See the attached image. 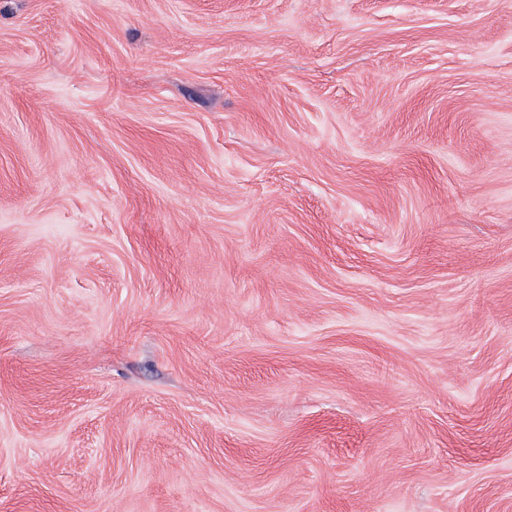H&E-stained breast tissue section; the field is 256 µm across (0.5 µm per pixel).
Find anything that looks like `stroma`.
Here are the masks:
<instances>
[{"instance_id":"35a3bbf8","label":"stroma","mask_w":512,"mask_h":512,"mask_svg":"<svg viewBox=\"0 0 512 512\" xmlns=\"http://www.w3.org/2000/svg\"><path fill=\"white\" fill-rule=\"evenodd\" d=\"M0 512H512V0H0Z\"/></svg>"}]
</instances>
